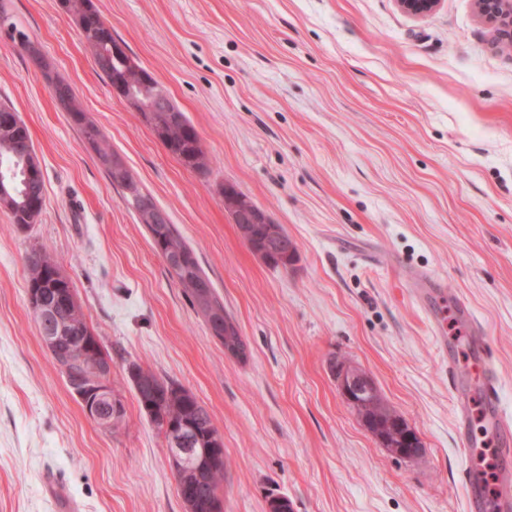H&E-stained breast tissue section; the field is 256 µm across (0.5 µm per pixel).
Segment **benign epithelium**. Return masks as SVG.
<instances>
[{
	"label": "benign epithelium",
	"mask_w": 512,
	"mask_h": 512,
	"mask_svg": "<svg viewBox=\"0 0 512 512\" xmlns=\"http://www.w3.org/2000/svg\"><path fill=\"white\" fill-rule=\"evenodd\" d=\"M397 6L411 16H423L433 11L439 0H396ZM481 17L499 27L502 42L512 44V0H477ZM113 91L128 101L138 112H176L175 106L162 85L153 77H147L141 69L128 78L127 86ZM112 170L125 173L132 201L144 199L146 193L138 181L128 172L122 160L112 157ZM224 209L237 225L242 239L262 258L270 254L287 257L295 242L288 233L271 220L267 211L241 196L232 186H224ZM66 321L58 318L49 320L40 316L41 338L48 351L57 348L65 332ZM66 380L73 383L76 397L82 403L87 416L101 428L110 431L113 418L122 411V400L112 389V364L105 356L98 336L92 331L73 339L67 354L58 363ZM337 385L342 397L354 408L363 405V398L375 393L373 379L355 366L343 367L337 375ZM162 432L166 438L169 465L176 479L177 490L189 512L194 510V479L214 469L224 458L223 439L212 436L216 448H193L189 438L191 425L179 419L174 412L163 413L160 417ZM397 427L403 431L407 448H394L392 453L413 460L420 451L418 434L403 418L396 419Z\"/></svg>",
	"instance_id": "obj_1"
}]
</instances>
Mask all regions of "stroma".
I'll return each mask as SVG.
<instances>
[{
	"mask_svg": "<svg viewBox=\"0 0 512 512\" xmlns=\"http://www.w3.org/2000/svg\"><path fill=\"white\" fill-rule=\"evenodd\" d=\"M166 89L212 159L186 169L116 96L59 0H0L38 41L37 67L0 31V104L27 125L44 206L21 229L0 209V512H185L162 433L128 366L190 390L224 439V512H466L448 363L404 269L472 304L512 416V50L475 0L423 17L395 0H93ZM87 117L195 252L248 347L224 351L91 145ZM233 184L295 240L266 264L224 208ZM39 249L70 279L112 359L124 420L86 415L27 298ZM360 367L418 433L384 448L341 396ZM395 422L397 424V427L403 431V437H404L405 443L411 444L412 447H416V448H392V447H387V448H391L392 449L391 452L401 458L409 459V460L415 459L421 451V447H420L421 442H420L418 434L411 427L408 426V424L405 422V420L402 417L397 418L395 420Z\"/></svg>",
	"mask_w": 512,
	"mask_h": 512,
	"instance_id": "1",
	"label": "stroma"
}]
</instances>
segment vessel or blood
<instances>
[{"mask_svg": "<svg viewBox=\"0 0 512 512\" xmlns=\"http://www.w3.org/2000/svg\"><path fill=\"white\" fill-rule=\"evenodd\" d=\"M415 297L427 312L440 351H447V314L455 312L466 330L469 361L466 367L449 366L448 379L455 392L453 426L464 455L492 447L496 481L486 487L474 469H465L463 482L468 512H512V421L500 400L499 380L491 368L492 352L477 319L462 298H449L438 279L411 269Z\"/></svg>", "mask_w": 512, "mask_h": 512, "instance_id": "1", "label": "vessel or blood"}]
</instances>
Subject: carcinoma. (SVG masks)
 Segmentation results:
<instances>
[{
  "instance_id": "1",
  "label": "carcinoma",
  "mask_w": 512,
  "mask_h": 512,
  "mask_svg": "<svg viewBox=\"0 0 512 512\" xmlns=\"http://www.w3.org/2000/svg\"><path fill=\"white\" fill-rule=\"evenodd\" d=\"M62 8L72 14L77 25L84 31L94 35L96 42L90 47L95 64L105 75L109 84L119 85L126 82L128 74L132 73L133 60L131 56L117 57L112 55V42L117 37L112 31L102 27L101 15L93 0H60ZM71 117L79 126L82 136L89 143L97 146L98 158L103 159L113 155L111 147L104 141V136L97 127L85 121L84 113L78 109ZM168 112L154 113L151 127L162 142L169 145V154L184 167L205 173L211 160L203 150L199 136L191 135L186 130L176 127L170 121ZM31 143L29 130L15 109L0 105V173L8 168L15 172L10 182H0V207L8 210L12 222L24 228L34 223L42 212L44 205V180L42 169L34 152L28 150ZM152 236L153 248L163 260L172 255L180 257L177 265H167L179 283L185 288L190 301L196 310L202 309L204 303H214L224 308L212 286L205 276L194 251L190 249L177 233L171 223L148 225ZM30 256L34 260L27 265V288L41 291L43 301L48 306H56L62 298L74 294L68 278L55 279L51 268L59 267L57 261L49 254L34 249ZM178 394L173 407L179 415L192 421L201 433L216 431L210 415L200 405L195 395L184 387L172 382H162ZM395 413L382 399L376 396L373 403L362 406L360 414L373 421L380 427H386L387 415ZM224 482V465H219L205 477V482L198 490L196 512H213L212 503L219 496V490Z\"/></svg>"
}]
</instances>
